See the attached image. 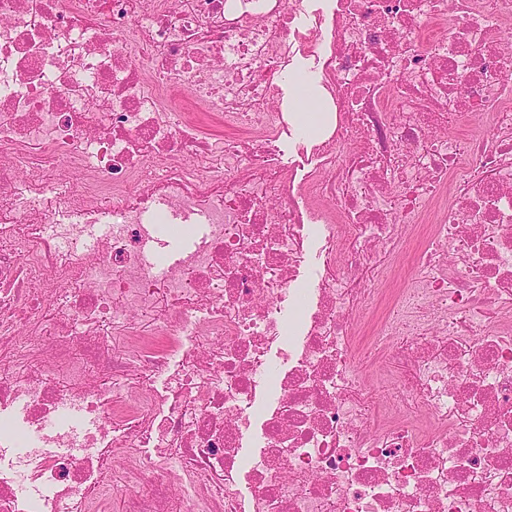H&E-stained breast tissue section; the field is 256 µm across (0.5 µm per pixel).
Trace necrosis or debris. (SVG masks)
Listing matches in <instances>:
<instances>
[{"label":"necrosis or debris","instance_id":"obj_1","mask_svg":"<svg viewBox=\"0 0 512 512\" xmlns=\"http://www.w3.org/2000/svg\"><path fill=\"white\" fill-rule=\"evenodd\" d=\"M509 27L512 0H0V512H512ZM300 54L334 106L301 179ZM160 217L189 227L161 273ZM280 160L286 166H292L297 172V178H303L304 175L310 170L315 164V160L310 158H304L301 154L302 150H299L297 140L284 138L280 146ZM321 246L320 233L317 228L313 226L311 227L308 240L306 266L299 283V288H303L305 291H308L310 288H315L321 279L323 273L322 258L320 257Z\"/></svg>","mask_w":512,"mask_h":512}]
</instances>
